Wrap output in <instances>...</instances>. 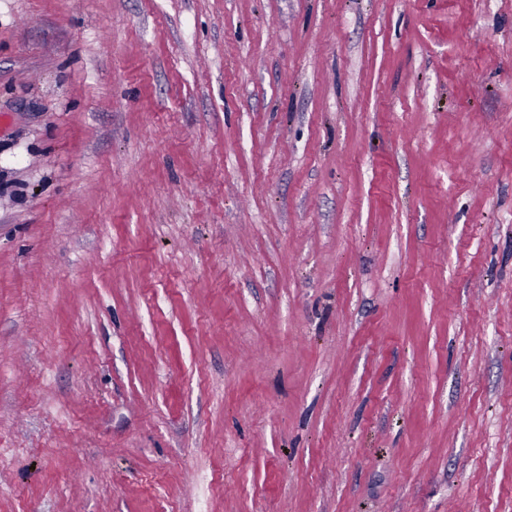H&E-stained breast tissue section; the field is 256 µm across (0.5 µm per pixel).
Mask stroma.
I'll list each match as a JSON object with an SVG mask.
<instances>
[{
  "mask_svg": "<svg viewBox=\"0 0 512 512\" xmlns=\"http://www.w3.org/2000/svg\"><path fill=\"white\" fill-rule=\"evenodd\" d=\"M512 512V0H0V512Z\"/></svg>",
  "mask_w": 512,
  "mask_h": 512,
  "instance_id": "1",
  "label": "stroma"
}]
</instances>
